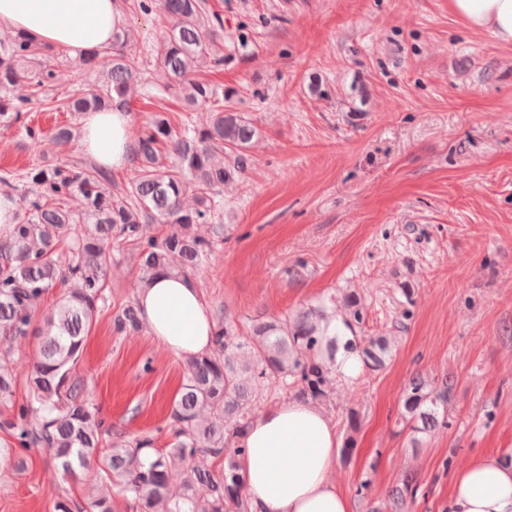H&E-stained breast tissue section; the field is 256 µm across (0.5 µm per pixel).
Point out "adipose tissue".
Listing matches in <instances>:
<instances>
[{"label":"adipose tissue","instance_id":"1","mask_svg":"<svg viewBox=\"0 0 512 512\" xmlns=\"http://www.w3.org/2000/svg\"><path fill=\"white\" fill-rule=\"evenodd\" d=\"M452 11L476 32L512 45V0H450ZM123 22L119 0H0V28L19 31L70 57L109 45ZM132 118L125 109L87 113L81 146L97 166L123 169L132 162ZM141 317L154 339L174 355L209 351L215 322L190 278L158 275L137 295ZM334 342L337 378L361 370L357 340L343 317L323 323ZM238 464L256 512H354V503L334 478L339 436L318 406L299 400L267 407L238 437ZM448 512H512V460L481 456L456 470Z\"/></svg>","mask_w":512,"mask_h":512}]
</instances>
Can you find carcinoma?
<instances>
[{"instance_id":"1","label":"carcinoma","mask_w":512,"mask_h":512,"mask_svg":"<svg viewBox=\"0 0 512 512\" xmlns=\"http://www.w3.org/2000/svg\"><path fill=\"white\" fill-rule=\"evenodd\" d=\"M121 7L125 13L157 12L171 22L155 46L162 80L151 84L143 77L130 48L131 32L122 26L112 33L111 48L94 50L81 61L86 70L106 68L104 80L91 87L73 84L51 97L56 54L21 32L3 33L0 126L16 128L21 140L43 157L68 145L76 129L58 125L48 137L28 124L26 113L84 114L125 105L137 95L159 98L172 89L182 94L188 109L208 107L210 122L176 129L166 113L152 114L137 131L136 176L123 188H115L105 169L66 161L29 165L19 186L0 177L14 195L24 187V212H16L15 223L0 225V338L39 339L27 372V401L15 402L16 373L0 364V429L18 444L0 448V469L13 465L19 451L35 447L53 451L54 477H74L96 467L104 484L82 501L59 499L55 512H116L114 487L137 512H250L237 464L242 449L233 448L227 458L224 452L248 426L250 409L260 398L288 386L304 399L330 397L335 374L325 362L332 345L320 339L323 311L257 320L245 338L216 323L213 349L184 358L166 448L156 447L151 434L112 437V424L74 374L85 337L105 302L103 271L112 248L138 252L144 282L159 274L192 276L217 244L196 227L220 212L224 185L244 171L245 151L258 136L249 119L224 108V93L196 76L198 62L224 37V18L208 0H121ZM189 191L196 204L185 209L182 197ZM73 197L83 199L82 212L70 209ZM66 281L80 288L40 314L45 294ZM143 328L135 301L113 317V330L121 335ZM244 350L256 357L253 363L241 362ZM388 352L387 337L369 338L361 348L363 369L383 367ZM453 386L446 375L409 379L403 410L414 431L448 425L440 410L447 408ZM201 456L222 457L224 466H204ZM175 471L183 478L178 495L170 491ZM411 488L407 479L393 492L391 512H404Z\"/></svg>"}]
</instances>
